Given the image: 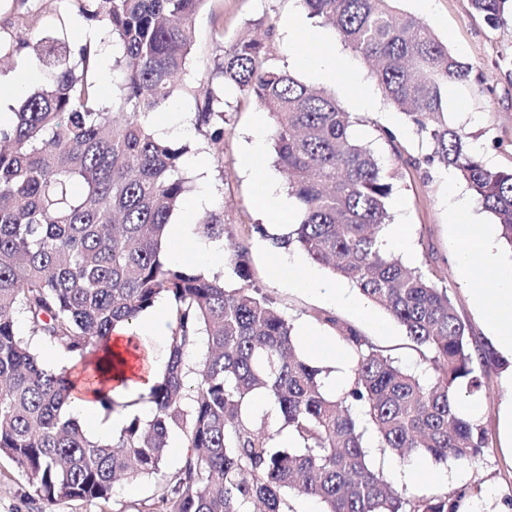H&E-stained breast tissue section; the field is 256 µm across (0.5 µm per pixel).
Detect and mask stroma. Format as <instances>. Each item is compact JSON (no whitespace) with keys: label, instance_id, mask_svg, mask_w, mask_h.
Masks as SVG:
<instances>
[{"label":"stroma","instance_id":"stroma-1","mask_svg":"<svg viewBox=\"0 0 512 512\" xmlns=\"http://www.w3.org/2000/svg\"><path fill=\"white\" fill-rule=\"evenodd\" d=\"M424 7L421 0H399L400 9L415 14L427 23L447 45L449 52L472 68L470 82L448 87L446 110L448 123L465 128L471 148L493 169L512 167V23L491 27L476 13L470 0H431ZM38 28L51 36L73 43L88 40L92 23L80 14L75 0H37ZM273 27L269 39L272 50L294 77L303 83L327 87L334 92L340 105L360 117L355 127L357 139L371 147L386 164H396L398 157L422 160L432 147L422 141L415 129L382 95L370 75L368 64L349 48L341 46L335 31L308 17L297 0H208L195 22L196 41L185 79L196 84L208 79L226 49L243 33L253 30L257 20ZM303 23L306 28L320 30L322 39L337 48L341 57L340 74L336 82L324 85L313 67L301 65L303 42L289 40L284 32L287 23ZM228 107L224 115V157L210 161L207 169L186 167L190 179L189 198L206 196V210L223 211L224 234L220 245L244 243L249 252L250 269L255 281L275 298L295 331L318 328L314 315L333 312L343 321L358 327L377 345L387 350L402 368L427 375L424 364L401 326L386 320L385 331L374 329L372 322L347 309L336 310L321 295L289 287L276 279L269 268V246L277 234L267 223L257 202L258 177L243 166L248 145L259 142L265 158L266 173L277 187H284L272 147V120L252 99L227 92ZM195 102L188 96L178 97L175 104L159 117V124L180 129V142L189 147L190 156L207 155L208 149L194 126ZM392 129L401 143L400 155H393L380 139L379 127ZM449 169L442 164L425 165L409 170L398 180L388 200L392 222L408 226L407 242L394 254L406 265L433 270L449 286L455 307L470 323L476 345L490 350L483 322L473 309L470 290L483 279L477 271L471 277L458 270L457 241L450 225L451 205L455 196H469L461 179H449ZM484 371L488 383L477 394L480 417L485 423L493 445L483 458L471 464L451 461L438 466L416 456L402 461L381 454L375 445L367 450L373 465L383 470L392 484L418 494L448 492L459 498L462 512H501L512 507V455L508 454L499 430V409L512 398L495 363H487ZM436 467L438 477L420 481L406 480V472L414 467ZM157 486L154 480H124L116 484L109 501L90 503L66 500L57 505V512H143L153 498ZM44 502L34 491L32 482L17 465L0 457V512H45Z\"/></svg>","mask_w":512,"mask_h":512}]
</instances>
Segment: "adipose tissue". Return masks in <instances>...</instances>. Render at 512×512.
Here are the masks:
<instances>
[{
  "mask_svg": "<svg viewBox=\"0 0 512 512\" xmlns=\"http://www.w3.org/2000/svg\"><path fill=\"white\" fill-rule=\"evenodd\" d=\"M453 232L459 244V267L463 275L472 269L486 270L487 278L471 293V302L481 315L489 340L508 367L504 372L506 381L512 382V264L497 263L494 244L488 229L470 219L464 200H457L452 208ZM271 268L275 276L294 288L316 292L331 304L362 313L358 299L347 290L327 284L311 274L299 271L296 257L275 250L271 253ZM167 333L166 316L155 312L141 319L134 326L119 325L113 331L110 348L114 354L126 357L130 341H143L145 337H162ZM159 375V369L151 358L140 363L127 361L122 374L117 375L114 391L140 398L141 408H149L147 396ZM68 412L79 422L89 424L99 434L110 435L119 431L123 417L104 416L88 385H80L72 395Z\"/></svg>",
  "mask_w": 512,
  "mask_h": 512,
  "instance_id": "ef3b65f1",
  "label": "adipose tissue"
}]
</instances>
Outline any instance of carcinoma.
<instances>
[{
    "instance_id": "1",
    "label": "carcinoma",
    "mask_w": 512,
    "mask_h": 512,
    "mask_svg": "<svg viewBox=\"0 0 512 512\" xmlns=\"http://www.w3.org/2000/svg\"><path fill=\"white\" fill-rule=\"evenodd\" d=\"M90 2L80 11L120 45L113 68L121 80L108 97L94 42L73 47L38 30L33 17L12 42H0V57L28 49L32 65L51 74L9 124L0 123V456L51 507L106 502L116 483L135 477L157 483L149 512H293L297 497L318 500L323 512H456L446 492L393 489L364 443L369 432L384 452L436 465L474 462L491 448L484 423L454 406L460 389L480 391L491 355L474 347L448 285L381 244L400 168L354 137L357 118L335 94L294 78L264 41L238 38L217 67L222 83L194 97L196 129L218 162L226 87L270 114L276 162L298 212L280 242L353 283L402 326L433 370L431 379L404 370L357 328L320 313L351 361L336 394L326 388L331 368L302 353L288 317L254 285L244 247L224 253L245 281L238 288L169 257L167 226L190 191L182 173L189 146L158 139L150 119L192 93L184 75L207 0ZM297 2L371 64L386 99L432 145L422 162L454 165L512 246V169L486 167L466 131L448 126V84L468 81L472 68L396 0ZM471 4L493 27L512 19V0ZM198 231L224 235V211L203 216ZM161 296L171 304L170 335L149 393L151 416L132 412L112 440L94 439L67 413L71 372L48 368L15 319L82 363L109 414L121 405L99 378L121 371L108 350L112 331ZM202 345L204 358L190 362ZM258 393L278 407L273 426L247 411ZM284 430L292 445L279 448ZM173 435L185 451L169 468Z\"/></svg>"
}]
</instances>
